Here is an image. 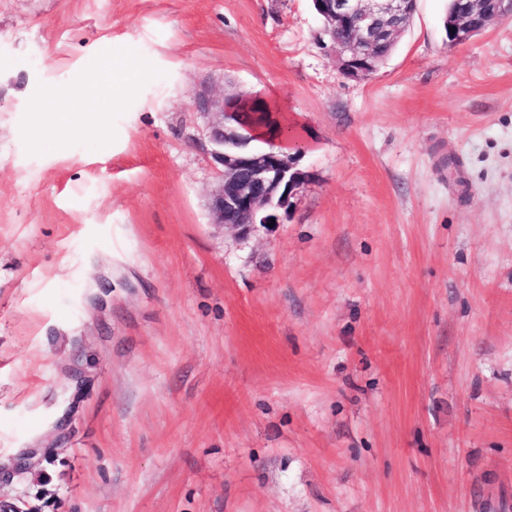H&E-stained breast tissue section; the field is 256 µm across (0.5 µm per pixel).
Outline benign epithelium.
Masks as SVG:
<instances>
[{
	"label": "benign epithelium",
	"instance_id": "1",
	"mask_svg": "<svg viewBox=\"0 0 512 512\" xmlns=\"http://www.w3.org/2000/svg\"><path fill=\"white\" fill-rule=\"evenodd\" d=\"M324 18L323 48L333 53L345 78L365 81L378 71L380 44L398 40L405 20L414 13L416 0H313ZM512 17V0H456L448 17V44L462 45L474 35ZM263 107L258 98L202 93L196 109L206 120L214 158L222 165L220 182L210 194L213 224L246 239L258 228H269L277 212L292 206L309 179L298 168L300 154L259 152L251 148L255 130L239 128L227 120L230 110Z\"/></svg>",
	"mask_w": 512,
	"mask_h": 512
}]
</instances>
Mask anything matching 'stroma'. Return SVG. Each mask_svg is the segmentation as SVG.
Here are the masks:
<instances>
[{
	"label": "stroma",
	"instance_id": "stroma-1",
	"mask_svg": "<svg viewBox=\"0 0 512 512\" xmlns=\"http://www.w3.org/2000/svg\"><path fill=\"white\" fill-rule=\"evenodd\" d=\"M447 6L359 82L312 0H0V464L36 462L0 498L512 512V18L451 47ZM115 71L119 104L70 96ZM207 87L306 145L243 240Z\"/></svg>",
	"mask_w": 512,
	"mask_h": 512
}]
</instances>
